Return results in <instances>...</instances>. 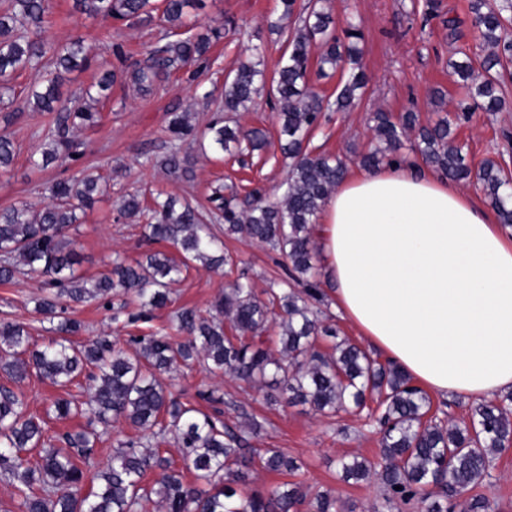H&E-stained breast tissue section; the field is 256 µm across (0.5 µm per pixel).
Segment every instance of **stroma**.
<instances>
[{
	"instance_id": "1",
	"label": "stroma",
	"mask_w": 512,
	"mask_h": 512,
	"mask_svg": "<svg viewBox=\"0 0 512 512\" xmlns=\"http://www.w3.org/2000/svg\"><path fill=\"white\" fill-rule=\"evenodd\" d=\"M337 24L353 21L363 38V65L371 81L361 101L350 111L328 113L315 130L311 145L344 157L349 170H361L360 156L370 143L369 116L384 111L400 118L415 113L420 123L437 121L457 110L463 92L448 77V63L468 55L481 59L480 42L467 10V0H327ZM231 19L232 28L214 42L211 64L199 78L181 70L159 81L150 93L115 85L107 99L94 103L99 114L96 125L79 131L86 154L79 164L34 167L39 158L51 116L27 107L28 87L41 80L43 72L28 69L0 84V130L12 133L16 156L11 167L0 170V207L19 202L41 209L48 201L46 188L60 178L79 176L81 170L104 177L106 192L97 197L81 223L69 231L82 257L81 274L95 279L108 273L114 260L143 258L152 246L144 241L142 227L147 216L126 218L120 214L124 194L139 190L149 194L164 191L206 203L215 187L236 185L240 193L261 191L280 197L288 176V161L281 154L277 135V111L266 96H259L245 112L232 119L244 129H259L268 145L253 156L227 155L217 158L203 152L199 143L187 142L194 159L193 174L183 177L165 170L160 160L168 150L166 132L169 112L176 107L192 112L197 130H204L216 107L225 76L247 59L253 46L265 43L267 69H274L285 47L269 25L280 16L279 0H196L187 21L194 32L206 33L213 19ZM47 34L62 43L82 37L92 55L89 69L69 74L60 88L64 99L96 82L101 70L115 65L112 42L122 43L129 62L142 60L162 35L159 20L126 25L117 21L87 18L74 7V0H52ZM473 166L495 161L512 173V112L471 111L468 121L455 132ZM224 249L232 262L215 271L202 263L193 264L170 287L171 305L154 311L149 321L131 325L126 312L130 296L116 295L110 308L96 301L72 305L70 318L82 324L75 336L81 344L100 336L127 347L130 336L158 328H172L177 311L190 307L208 313L225 285L241 278L263 293L270 281L288 277V264L279 251L267 244L241 236H225ZM43 278L36 273L18 275L11 284H0V318L24 323L31 348L47 344L53 337L46 315L36 311L44 296ZM174 392L182 402L197 403V393L217 389L224 397L222 419L230 428L243 430L250 447L284 448L301 459L303 469L293 482L328 490L337 499V512H371L381 491L377 481L344 482L336 462L345 456L373 457L378 437L362 419L350 413L324 417L309 407L267 402L265 388L250 386L229 376H213L200 366H181L173 373ZM285 476L265 471L253 463L245 492L266 491L285 483ZM489 499L492 512H512V446L495 455L491 476L475 489Z\"/></svg>"
}]
</instances>
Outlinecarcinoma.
I'll return each instance as SVG.
<instances>
[{
  "mask_svg": "<svg viewBox=\"0 0 512 512\" xmlns=\"http://www.w3.org/2000/svg\"><path fill=\"white\" fill-rule=\"evenodd\" d=\"M81 13L119 22L151 18V0H75ZM193 0H163L161 22L166 34L146 57L125 64L121 43L112 44L121 66L102 72L95 87L100 96L120 82L148 92L154 84L186 67L195 73L208 64L213 41L224 37V24L205 34L187 29V8ZM469 11L481 44L488 52L476 73L471 62L449 63L448 76L465 89L453 118L422 125L408 112L395 121L384 112L369 119L371 145L361 156L366 168L406 162L404 141L414 137L410 150L443 172L450 180L476 179L495 210L499 223L512 227V178L493 161L472 170L455 144L453 127L469 119L471 107L486 112H508L512 101L502 91V72L512 63V40L506 23L512 21V0H468ZM280 19L290 24L286 48L277 68L265 70L264 49L252 55L224 81V93L216 115L207 125L209 146L222 155L232 150L258 151L266 145L258 130L244 131L224 123V113L249 108L262 90L278 109L279 144L291 159L282 198L270 202L258 193L240 208L216 190V202L224 220V234L241 235L266 243L288 259L291 280L271 283L260 298L248 283L236 281L224 289L208 317L193 308L176 313V335L160 328L135 336L129 352L106 338L76 344L70 337L80 324L63 316L72 303L97 300L108 306L114 294L134 295L144 308L159 309L170 302V286L192 263L218 269L227 261L224 240L212 232L207 217L186 196L159 192L153 206L144 207L139 191L126 193L121 212L128 218L152 214L145 237L165 242L179 257L157 251L143 261H117L111 274L87 281L76 273L79 263L69 227L80 223L95 195L99 176L65 178L48 187L49 202L33 211L24 202L0 210V281L10 282L23 270L38 272L45 286L54 289L38 310L58 319V338L41 349L29 350L26 327L0 320V367L20 382L36 374L64 394L51 401L47 414L58 420L91 414V423L108 430L123 421L144 436L119 443L106 464L89 472L71 455L56 448L47 435L46 422L31 415L25 396L0 389V474L14 486L16 508L0 504V512H142L143 503L157 497L161 512H336V498L329 491H312L297 483H284L266 492L243 494L253 457L270 472L292 473L303 463L282 448L252 450L247 455L244 438L201 410L173 397L164 375L182 363H199L212 374H230L246 382L268 383L275 393L272 403L308 405L323 415L341 411L366 413L377 426L379 455L374 460L343 457L338 466L346 480H379L381 502L374 512H489L486 498L472 490L490 476L494 453L512 441V393L499 401L481 402L471 410L469 423L460 426L432 411L428 394L394 363L351 342L338 338L337 330L323 323V294L317 280L318 249L315 220L327 198L346 175V163L338 155L309 147L323 113L345 111L361 100L370 77L361 65L362 33L348 21L337 28L325 0H280ZM51 13V0H0V79L26 69L44 70L43 83L31 88L26 103L38 112L53 114L41 160L78 163L84 156L74 131L98 122L89 108L91 89L67 103L60 86L63 74L84 70L89 57L82 38L56 44L42 36ZM344 72L346 79L331 99L315 90L313 78ZM169 150L162 165L171 173L187 172L191 162L182 143L195 136L188 111L173 110L167 126ZM12 134L0 132V168L15 158ZM279 320V356L265 346L263 332ZM333 340L331 350L319 348L321 339ZM86 378L87 400L77 402L67 390L77 378ZM172 435L182 467L160 454L158 444ZM102 433L86 428L65 435V442L83 455L93 452ZM36 450L33 463L27 453ZM193 480L187 481L183 471ZM156 479L145 483L147 474Z\"/></svg>",
  "mask_w": 512,
  "mask_h": 512,
  "instance_id": "carcinoma-1",
  "label": "carcinoma"
}]
</instances>
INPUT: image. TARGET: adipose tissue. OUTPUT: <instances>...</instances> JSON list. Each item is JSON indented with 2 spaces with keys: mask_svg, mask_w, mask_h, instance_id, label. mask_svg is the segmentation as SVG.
I'll list each match as a JSON object with an SVG mask.
<instances>
[{
  "mask_svg": "<svg viewBox=\"0 0 512 512\" xmlns=\"http://www.w3.org/2000/svg\"><path fill=\"white\" fill-rule=\"evenodd\" d=\"M337 310L424 388L512 390V230L420 164L351 173L316 219Z\"/></svg>",
  "mask_w": 512,
  "mask_h": 512,
  "instance_id": "obj_1",
  "label": "adipose tissue"
}]
</instances>
